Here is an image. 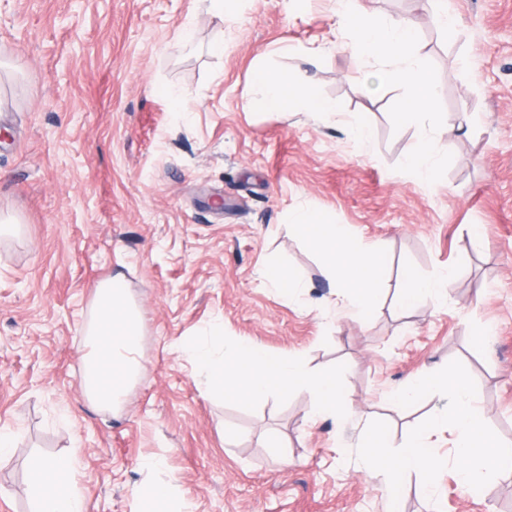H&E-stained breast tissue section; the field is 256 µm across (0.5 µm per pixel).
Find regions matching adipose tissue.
I'll use <instances>...</instances> for the list:
<instances>
[{
	"label": "adipose tissue",
	"mask_w": 512,
	"mask_h": 512,
	"mask_svg": "<svg viewBox=\"0 0 512 512\" xmlns=\"http://www.w3.org/2000/svg\"><path fill=\"white\" fill-rule=\"evenodd\" d=\"M338 16L341 25L353 31L356 52L380 62L383 78L411 87L412 95L400 114L402 121L414 120L420 111L433 107L432 87L412 52L416 31L410 20L376 23L363 9L362 0H341ZM251 85L261 92L265 108L272 112H285L298 105L319 116H330L338 110L334 100L316 92L310 79L299 81L285 71L256 70ZM296 223L308 231L314 246L326 252L343 246L342 260H328L323 272L335 287L358 284L353 302L359 314H367L380 293L377 251L349 245L341 226L328 223L316 212L299 211ZM94 294L96 316L82 359L83 390L96 406L115 412L141 361V320L122 277L97 283ZM187 349L197 370L228 390L261 397L275 386H304L313 393L317 413H332L342 405L335 377L313 374L300 360L273 355L253 343L237 342L221 356L206 341L188 344ZM74 471V461L68 456L45 459L36 465L34 512H85L83 498L70 486Z\"/></svg>",
	"instance_id": "1"
}]
</instances>
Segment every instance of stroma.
I'll return each instance as SVG.
<instances>
[{
  "instance_id": "35a3bbf8",
  "label": "stroma",
  "mask_w": 512,
  "mask_h": 512,
  "mask_svg": "<svg viewBox=\"0 0 512 512\" xmlns=\"http://www.w3.org/2000/svg\"><path fill=\"white\" fill-rule=\"evenodd\" d=\"M366 6L416 28L435 105L412 123L396 120L410 88L338 36L336 0H232L221 20L206 0H0V213L19 221L0 239V432L14 437L0 512H31L34 465L59 455L76 459L86 512H166L144 492L170 474L192 512L512 507V471L474 493L450 466L430 491L408 475L395 501L356 457L372 420L397 447L442 412L439 394L406 409L390 395L453 360L512 443V0H455L451 33L433 0ZM259 67L311 77L338 114L266 110ZM425 137L439 148L430 185L407 166ZM302 209L378 247L369 318L324 278L293 223ZM270 262L292 293L265 280ZM407 270L447 282L443 305L398 308ZM118 273L143 358L112 413L85 397L81 367L94 286ZM205 339L335 375L347 408L316 420L304 387H207L185 348ZM147 457L164 470H143Z\"/></svg>"
}]
</instances>
